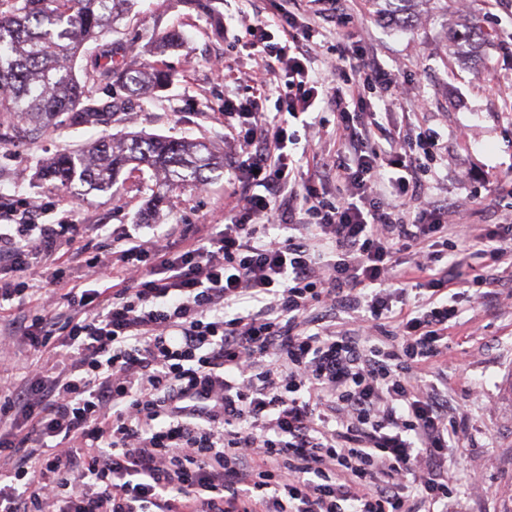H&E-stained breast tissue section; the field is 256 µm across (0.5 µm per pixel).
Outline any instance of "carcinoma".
<instances>
[{"instance_id":"1","label":"carcinoma","mask_w":512,"mask_h":512,"mask_svg":"<svg viewBox=\"0 0 512 512\" xmlns=\"http://www.w3.org/2000/svg\"><path fill=\"white\" fill-rule=\"evenodd\" d=\"M221 17V0H181ZM135 0H0V146L27 143L59 127H90L134 111L148 93L169 84L162 69L138 62L119 39L103 36ZM118 86L102 101L95 90ZM146 166L161 177L148 201L170 203L173 193L199 188L223 156L203 141L148 136L61 150L43 161L38 181L76 197L107 194Z\"/></svg>"}]
</instances>
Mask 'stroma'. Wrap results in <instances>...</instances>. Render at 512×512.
Wrapping results in <instances>:
<instances>
[{
    "mask_svg": "<svg viewBox=\"0 0 512 512\" xmlns=\"http://www.w3.org/2000/svg\"><path fill=\"white\" fill-rule=\"evenodd\" d=\"M222 29L193 10L171 0H137L123 19L117 37L139 61L158 64L172 76L158 99L145 102L137 112L118 114L97 127L65 128L37 140L0 147V195L35 198L42 205V224H79L83 227L85 257L71 259L69 275L96 288L100 282L86 257L99 254L126 233L166 241L171 225L192 229L220 224L234 205L240 184L231 168L238 148L225 135L234 124L247 136L250 124L238 115H225L224 100L258 99L266 112L277 111L274 90L257 93L256 62L248 24L266 20L278 27L282 11L296 22L308 21L307 0H223ZM357 26L317 21L310 43L312 70L334 64L339 53L357 47L377 59L396 80L399 102L381 110L383 128L416 125L427 128L439 141L438 163L429 192L448 202L466 199L470 224H498L507 217L503 207L512 190V9H489L486 0H409L405 11L411 25L391 21L378 12L373 0H353ZM469 23L483 34L478 47L461 56L450 33ZM175 30L180 41L163 56H155L150 39L159 31ZM222 59L223 76L211 68ZM336 114L315 103L312 114L290 120V151L303 167L335 155ZM142 130L176 139H206L224 154L223 170L213 173L205 186L175 195L168 207L145 214V200L155 185L150 169L111 196L74 198L34 183L43 157L77 144L119 138ZM491 307L470 308L460 302L461 325L451 331L448 350V396L469 425L458 448L448 458V472L460 476L477 472L480 483L462 487L463 512H512V283L493 287ZM0 320V395L25 383L36 355L11 334Z\"/></svg>",
    "mask_w": 512,
    "mask_h": 512,
    "instance_id": "1",
    "label": "stroma"
}]
</instances>
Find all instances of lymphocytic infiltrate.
I'll return each mask as SVG.
<instances>
[{
  "label": "lymphocytic infiltrate",
  "instance_id": "obj_1",
  "mask_svg": "<svg viewBox=\"0 0 512 512\" xmlns=\"http://www.w3.org/2000/svg\"><path fill=\"white\" fill-rule=\"evenodd\" d=\"M251 35L259 84L285 75L281 110L243 106L222 228L176 250L120 239L87 260L119 287L85 289L59 253L81 255L80 225L0 226V314L31 296L36 263L66 302L10 320L38 358L0 401V512H455L460 425L434 376L461 312L441 260L475 259L469 301L484 304L512 274V225L452 224L450 203L425 201L435 140L383 133L369 96L400 94L374 59L345 51L313 78L310 32ZM318 98L353 161L322 160L311 180L287 128ZM309 226L323 257L296 236Z\"/></svg>",
  "mask_w": 512,
  "mask_h": 512
}]
</instances>
